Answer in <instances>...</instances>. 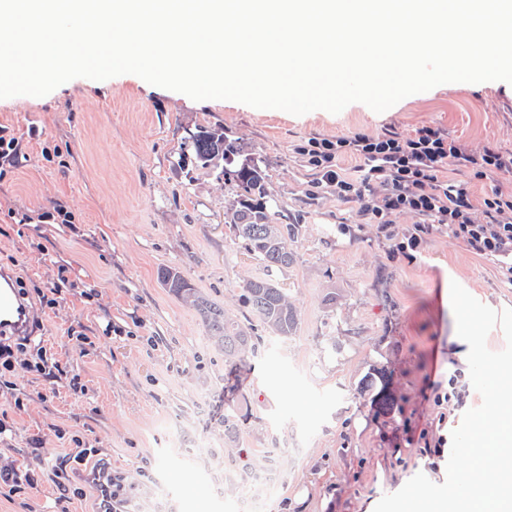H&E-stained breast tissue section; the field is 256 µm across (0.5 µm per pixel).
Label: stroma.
Segmentation results:
<instances>
[{"label":"stroma","instance_id":"obj_1","mask_svg":"<svg viewBox=\"0 0 512 512\" xmlns=\"http://www.w3.org/2000/svg\"><path fill=\"white\" fill-rule=\"evenodd\" d=\"M423 126L512 150V92L446 83L380 114L355 102L295 116L123 74L0 99V130L17 141L0 179V268L18 270L30 301L62 289L37 323L60 373L21 371L15 389L0 387V457L98 449L124 474L133 512H374L416 474L443 482L450 450L420 434L450 436L481 403L450 284L498 311L512 308V288L445 236L416 261L391 256L358 204L313 187L296 151L312 137ZM214 127L258 160L273 223L294 230L296 261L273 275L298 313L283 340L244 302L246 281L265 271L225 220L239 189L193 161V136ZM57 205L72 223L49 219ZM164 268L257 336L255 351L227 361L196 310L164 288ZM379 369L391 373L386 414L361 387ZM73 373L77 391L63 381ZM97 495L91 480L86 498L62 501L48 470L27 494L0 488V512H93Z\"/></svg>","mask_w":512,"mask_h":512}]
</instances>
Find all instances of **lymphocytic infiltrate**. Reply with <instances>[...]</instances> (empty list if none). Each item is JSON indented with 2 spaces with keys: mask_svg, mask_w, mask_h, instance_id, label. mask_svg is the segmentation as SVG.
<instances>
[{
  "mask_svg": "<svg viewBox=\"0 0 512 512\" xmlns=\"http://www.w3.org/2000/svg\"><path fill=\"white\" fill-rule=\"evenodd\" d=\"M297 151L317 174L318 184L337 199L358 203L359 212L389 235L392 251L421 252L435 235H445L475 256L491 261L500 281L512 286V151L479 148L442 129L421 127L308 139ZM357 159L346 171L344 159ZM466 179H456V172ZM46 373L47 349L40 341L0 338V378L16 368Z\"/></svg>",
  "mask_w": 512,
  "mask_h": 512,
  "instance_id": "lymphocytic-infiltrate-1",
  "label": "lymphocytic infiltrate"
}]
</instances>
